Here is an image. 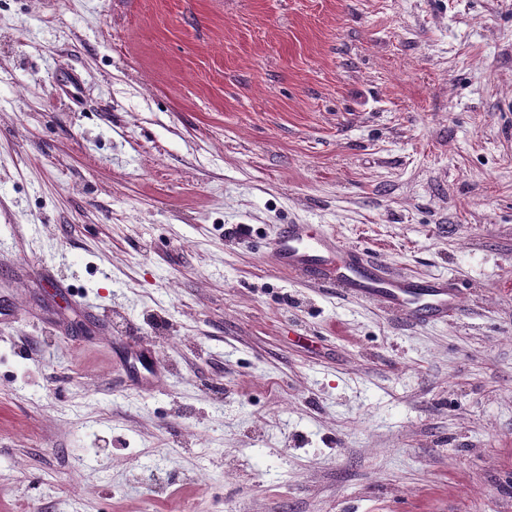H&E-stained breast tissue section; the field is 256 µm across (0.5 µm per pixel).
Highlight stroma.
<instances>
[{
  "label": "stroma",
  "instance_id": "1",
  "mask_svg": "<svg viewBox=\"0 0 512 512\" xmlns=\"http://www.w3.org/2000/svg\"><path fill=\"white\" fill-rule=\"evenodd\" d=\"M0 512H512V0H0ZM276 266L293 276L339 289L411 322L445 320L461 311L462 292L448 280L394 274L377 259L330 233L286 224L273 246Z\"/></svg>",
  "mask_w": 512,
  "mask_h": 512
}]
</instances>
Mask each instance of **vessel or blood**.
Instances as JSON below:
<instances>
[{
    "mask_svg": "<svg viewBox=\"0 0 512 512\" xmlns=\"http://www.w3.org/2000/svg\"><path fill=\"white\" fill-rule=\"evenodd\" d=\"M273 252L278 269L378 303L415 323L445 320L461 310L462 292L447 280L391 273L337 236L313 233L304 224L284 225Z\"/></svg>",
    "mask_w": 512,
    "mask_h": 512,
    "instance_id": "b4317fda",
    "label": "vessel or blood"
}]
</instances>
